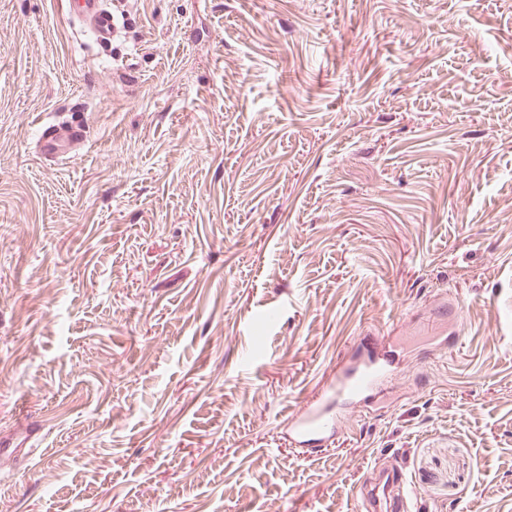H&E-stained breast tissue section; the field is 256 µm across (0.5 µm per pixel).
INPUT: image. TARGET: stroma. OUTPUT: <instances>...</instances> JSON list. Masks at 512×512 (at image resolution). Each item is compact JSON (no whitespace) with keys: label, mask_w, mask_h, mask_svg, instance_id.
Masks as SVG:
<instances>
[{"label":"stroma","mask_w":512,"mask_h":512,"mask_svg":"<svg viewBox=\"0 0 512 512\" xmlns=\"http://www.w3.org/2000/svg\"><path fill=\"white\" fill-rule=\"evenodd\" d=\"M114 2L0 0V512H512V0ZM367 331L388 399L300 452ZM68 13L73 19L88 18L92 21V32L99 46H106L118 33L116 13L112 0H67ZM85 139L83 123L68 120L46 123L36 141L37 153L45 160L60 159L71 144ZM448 317V303L446 301L438 304L427 316L423 323V334L427 336L432 344L437 346H447L448 336L445 330L439 326V322H443ZM371 476L362 484L365 491L367 511L373 512H400L411 511V493L407 486V478L402 469L398 467L372 468ZM400 483L407 486V491L400 499H388L385 488L389 484Z\"/></svg>","instance_id":"stroma-1"}]
</instances>
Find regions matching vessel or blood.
Returning a JSON list of instances; mask_svg holds the SVG:
<instances>
[{
  "label": "vessel or blood",
  "mask_w": 512,
  "mask_h": 512,
  "mask_svg": "<svg viewBox=\"0 0 512 512\" xmlns=\"http://www.w3.org/2000/svg\"><path fill=\"white\" fill-rule=\"evenodd\" d=\"M67 8L72 18L91 20V32L98 45H108L116 37L118 27L112 0H67ZM85 138L83 123L68 120L47 123L36 141L37 153L43 159L56 160L63 157L71 144ZM447 317L448 305L444 302L427 316L423 332L432 344L447 345V333L440 327ZM397 370L398 361L392 350L378 344L372 334L357 337L350 352L323 385L318 400L289 415V443L313 448L324 446L339 434L344 410L353 404L374 402ZM406 481L400 468L372 469L362 485L369 512H407L410 496L392 500L385 495L386 486Z\"/></svg>",
  "instance_id": "obj_1"
}]
</instances>
